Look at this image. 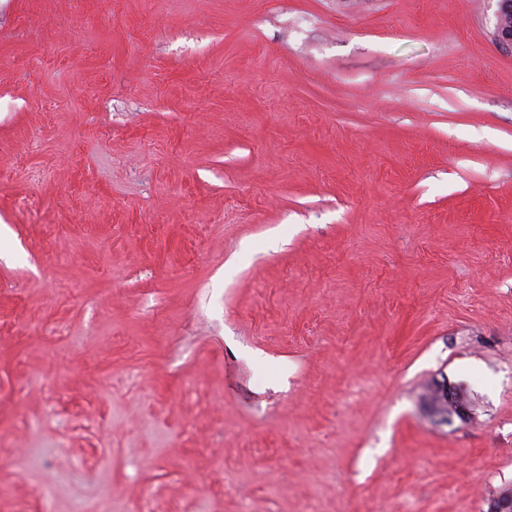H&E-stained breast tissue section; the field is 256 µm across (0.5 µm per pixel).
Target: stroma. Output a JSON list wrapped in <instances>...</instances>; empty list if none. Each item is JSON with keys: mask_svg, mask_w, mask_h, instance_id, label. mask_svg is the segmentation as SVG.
<instances>
[{"mask_svg": "<svg viewBox=\"0 0 512 512\" xmlns=\"http://www.w3.org/2000/svg\"><path fill=\"white\" fill-rule=\"evenodd\" d=\"M496 10L0 0V512H490ZM442 380L469 418L430 419Z\"/></svg>", "mask_w": 512, "mask_h": 512, "instance_id": "stroma-1", "label": "stroma"}]
</instances>
